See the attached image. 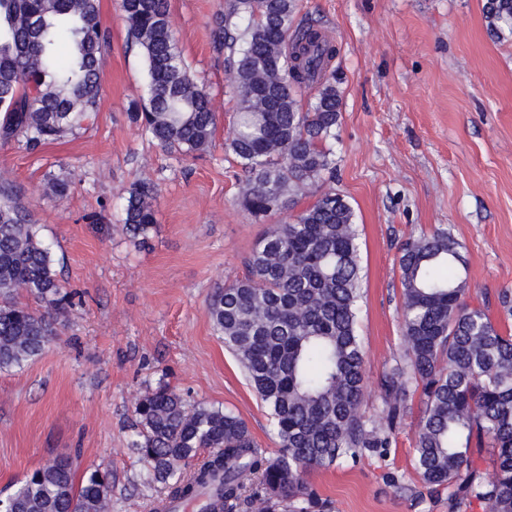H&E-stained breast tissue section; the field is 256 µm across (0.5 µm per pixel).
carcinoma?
Returning <instances> with one entry per match:
<instances>
[{
    "mask_svg": "<svg viewBox=\"0 0 512 512\" xmlns=\"http://www.w3.org/2000/svg\"><path fill=\"white\" fill-rule=\"evenodd\" d=\"M297 0H230L216 22L229 51L238 111L229 150L246 172L241 203L255 222L292 207L335 169L341 95L336 47L311 22H296ZM128 36L142 50L145 100L130 117L158 146L197 156L214 138L209 95L181 57L167 0H121ZM99 0H0V144L33 150L97 118L105 32ZM490 32H512V0H486ZM315 89L307 108L298 96ZM155 188L127 191L124 226L135 241L156 226ZM458 243L446 230L406 241L400 251L404 358L378 381L383 416L360 410L365 352L356 322L361 299L358 229L335 192L269 229L247 275L208 301L214 329L269 410L280 448L268 456L246 421L189 404L165 382L134 408L131 448L162 484L157 512L204 498L200 512H323L306 482L311 469L357 461L395 442L406 399L422 388L414 427V468L433 491L453 488L448 512L477 501L512 512V333L484 307L464 301ZM31 298L35 306L19 301ZM69 302L56 260L13 181L0 173V371L21 370L58 335ZM495 453L487 479L471 448ZM210 454L194 471L185 465ZM258 480L260 496L246 495ZM0 512H112V484L98 471L75 488L71 463L48 460L0 498Z\"/></svg>",
    "mask_w": 512,
    "mask_h": 512,
    "instance_id": "cac0c4a2",
    "label": "carcinoma"
}]
</instances>
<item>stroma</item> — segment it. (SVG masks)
Returning a JSON list of instances; mask_svg holds the SVG:
<instances>
[{
	"instance_id": "35a3bbf8",
	"label": "stroma",
	"mask_w": 512,
	"mask_h": 512,
	"mask_svg": "<svg viewBox=\"0 0 512 512\" xmlns=\"http://www.w3.org/2000/svg\"><path fill=\"white\" fill-rule=\"evenodd\" d=\"M485 0H299V21L334 41L341 93L330 146L336 176L297 199L333 190L359 229L365 415L383 409L377 381L401 357L400 247L448 230L460 245L471 305L512 291V32L489 33ZM224 0H169L177 47L210 94L214 139L191 158L154 145L128 118L147 94L141 49L127 37L120 0H100L108 46L100 112L87 130L29 151L0 145V170L44 227L71 294L60 332L19 371H0V490L57 456L75 483L112 476V512H152L161 486L129 446L135 402L168 382L189 403L240 414L260 448L278 437L268 410L214 330L206 302L241 278L244 260L281 215L253 222L240 204L243 173L227 150L237 95L214 43ZM69 182L65 194L51 181ZM154 184L156 228L147 242L123 230L127 189ZM392 447L311 471L331 512H448V493L426 492L413 463L419 393Z\"/></svg>"
}]
</instances>
